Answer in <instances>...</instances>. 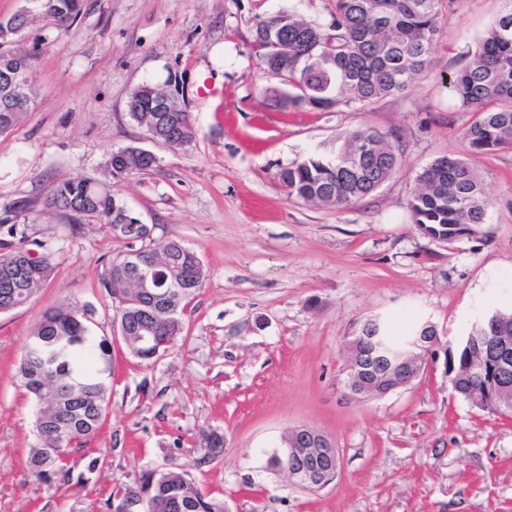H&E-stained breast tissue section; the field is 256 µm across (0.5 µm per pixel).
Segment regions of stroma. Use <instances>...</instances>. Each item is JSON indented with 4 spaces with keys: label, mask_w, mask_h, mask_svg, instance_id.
I'll use <instances>...</instances> for the list:
<instances>
[{
    "label": "stroma",
    "mask_w": 512,
    "mask_h": 512,
    "mask_svg": "<svg viewBox=\"0 0 512 512\" xmlns=\"http://www.w3.org/2000/svg\"><path fill=\"white\" fill-rule=\"evenodd\" d=\"M502 7L454 0L426 75L338 112L273 106L253 51L261 18L286 9L319 22L321 0H84L76 19L16 36L12 50L34 55L36 102L0 136V254L42 244L56 267L28 304L0 313V512H108L113 488L172 461L230 512H512V419L456 394L443 356L378 399H345L342 384L356 322L428 319L454 344L482 312L512 307V149L470 155L473 115L445 82ZM144 83L177 92L197 129L190 147L157 145L130 120L127 98ZM366 128L399 157L390 179L339 209L288 197L282 170L335 156ZM127 146L157 165L112 175L109 154ZM443 156L469 158L482 178L478 236L439 242L412 221L416 179ZM71 179L111 185L152 238L203 264L183 336L157 360L129 353L100 286L126 240L45 205ZM64 302L93 308L112 373L101 431L72 452L69 480L46 483L27 464L37 405L18 368L42 314ZM300 426L338 449L326 487L300 488L269 464ZM206 430L223 434L224 452L200 467Z\"/></svg>",
    "instance_id": "1"
}]
</instances>
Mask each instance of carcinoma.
Listing matches in <instances>:
<instances>
[{"instance_id":"obj_1","label":"carcinoma","mask_w":512,"mask_h":512,"mask_svg":"<svg viewBox=\"0 0 512 512\" xmlns=\"http://www.w3.org/2000/svg\"><path fill=\"white\" fill-rule=\"evenodd\" d=\"M442 0H327L328 18L309 22L283 9L260 20L255 27L253 49L263 70L288 75L293 93L279 104L306 112H325L352 104L366 106L375 100L405 91L431 64L435 36L442 21ZM494 21L480 42L470 63L448 78V93L474 120L463 137L474 153L512 148V0ZM83 0H35L33 9L21 10L0 21V43L9 41L35 17L58 22L76 18ZM288 41V54L277 52L275 43ZM330 58L336 68L329 73L313 67L316 58ZM31 67L29 57L17 55L0 61V134L9 133L23 113L35 102L32 85L22 82L19 66ZM127 114L138 125L151 129L157 139L189 143L196 129L187 112L162 111L161 90L142 84L127 100ZM331 161L312 157L287 168L280 180L288 196L327 207L341 208L376 191L393 174L397 155L385 134L372 129L354 133ZM157 158L149 151L125 147L111 153L108 167L114 175H133L155 167ZM48 207L70 212L76 219H101L111 227L131 224L135 217L119 200L112 186L92 179L65 181L53 186ZM490 202L475 167L462 159L434 160L418 176L409 209L413 223L433 231L431 238L448 242V225L461 226L469 235L479 233L487 223ZM116 236L128 241L127 251L115 257L101 275V286L115 301L120 334L129 352L142 361H153L170 350L184 331V315L202 285L203 266L196 253L175 240L148 241L133 235ZM21 245L0 257V313L27 304L54 272L51 254ZM150 269L155 287L142 291L133 286L135 274ZM88 309L62 304L46 312L26 345L19 366L21 385L43 408L36 420L38 446L28 464L42 481L69 478L64 461L82 449L101 429L106 411L108 387L104 375L111 373L112 351L107 339L90 336ZM497 329L512 341V310L491 312ZM144 328H150L165 346L146 347L139 342ZM382 348L406 353L409 365L418 372L426 359L422 350L396 345L387 323L380 324ZM370 336L368 325L360 323L349 343V364L357 369L350 387L360 398L376 399L403 387L397 377L387 375L384 359L361 343ZM487 332L475 327L469 337L452 347L459 365L452 389L480 410L494 409L512 418V347L504 364L489 365L494 348ZM504 385L495 405L487 402L486 391ZM71 413L67 439L58 446L54 432L61 421V409ZM210 456L224 449V437H208ZM270 465L283 469H305L316 480L330 479L325 461L307 459L283 449L272 455ZM112 497L140 502V512H179L178 502L190 505V512H229L224 501L207 495L171 464L146 471L133 487H119Z\"/></svg>"}]
</instances>
